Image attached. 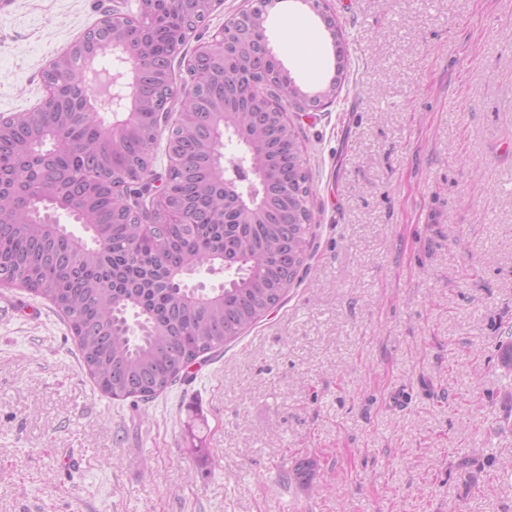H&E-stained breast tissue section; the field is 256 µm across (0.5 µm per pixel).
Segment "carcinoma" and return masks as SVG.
Returning a JSON list of instances; mask_svg holds the SVG:
<instances>
[{
    "mask_svg": "<svg viewBox=\"0 0 512 512\" xmlns=\"http://www.w3.org/2000/svg\"><path fill=\"white\" fill-rule=\"evenodd\" d=\"M168 15L189 25L180 0ZM334 46L338 94L346 69L343 32L327 29ZM173 32L154 28L152 50L140 66L136 94L151 108L118 117L125 128L112 138L111 114L98 110L85 82L86 58L73 52L50 73L63 88L55 110L34 109L10 118L0 130V284L49 301L77 341L79 362L101 393L148 402L184 379L276 307L304 264L313 214V189L298 132L260 99L276 94L300 110L304 101L288 82L257 87L237 81L248 66L273 68L261 56L264 37L244 41L176 84L173 62L186 41L169 44ZM239 82L252 111L229 116L228 137L250 165V183H224L211 152L207 104L224 97V82L210 69ZM182 87V109L169 126L168 154L186 166L168 170L169 198L150 197L154 146L161 135L155 113L169 109ZM55 138L67 148L38 147ZM262 197V214L240 206V197ZM48 204L82 226L76 236L44 222L31 207ZM154 223H140V213ZM203 270L227 274L218 288H193Z\"/></svg>",
    "mask_w": 512,
    "mask_h": 512,
    "instance_id": "obj_1",
    "label": "carcinoma"
}]
</instances>
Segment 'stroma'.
<instances>
[{
  "mask_svg": "<svg viewBox=\"0 0 512 512\" xmlns=\"http://www.w3.org/2000/svg\"><path fill=\"white\" fill-rule=\"evenodd\" d=\"M347 68L288 107L313 237L283 301L152 402L103 395L46 300L0 287V512H512V0H326ZM244 0H223L186 59ZM303 89L333 74L313 10ZM138 0H0V117ZM309 480L292 479L298 465Z\"/></svg>",
  "mask_w": 512,
  "mask_h": 512,
  "instance_id": "obj_1",
  "label": "stroma"
}]
</instances>
